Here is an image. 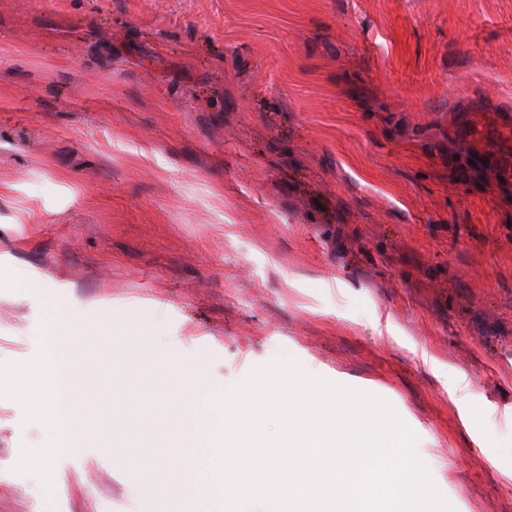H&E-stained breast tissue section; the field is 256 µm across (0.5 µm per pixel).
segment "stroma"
<instances>
[{
  "label": "stroma",
  "mask_w": 512,
  "mask_h": 512,
  "mask_svg": "<svg viewBox=\"0 0 512 512\" xmlns=\"http://www.w3.org/2000/svg\"><path fill=\"white\" fill-rule=\"evenodd\" d=\"M0 268V361L75 299L155 327L197 410L293 357L512 512V0H0ZM21 419L0 512H150L91 444L15 474Z\"/></svg>",
  "instance_id": "35a3bbf8"
}]
</instances>
